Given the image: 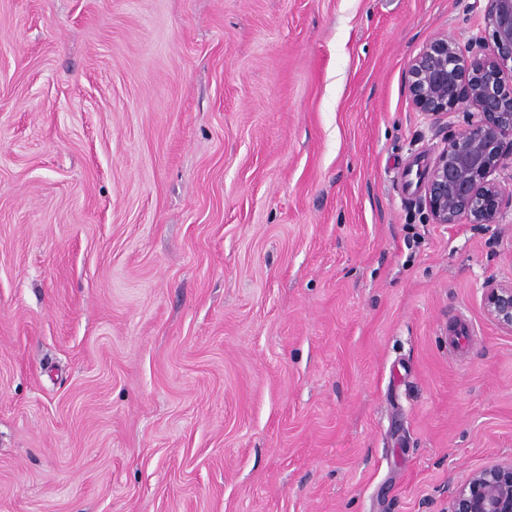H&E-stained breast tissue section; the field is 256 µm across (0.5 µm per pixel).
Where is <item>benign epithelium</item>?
Returning <instances> with one entry per match:
<instances>
[{
    "label": "benign epithelium",
    "instance_id": "7a95c632",
    "mask_svg": "<svg viewBox=\"0 0 512 512\" xmlns=\"http://www.w3.org/2000/svg\"><path fill=\"white\" fill-rule=\"evenodd\" d=\"M493 45L482 38L463 48L446 36L429 42L411 60L408 87L422 114L438 119L464 105L472 109L467 127L449 137L437 154L422 205L436 224H496L504 199L492 178L512 160V0H474ZM487 315L512 332V283L484 285ZM448 512H512V458L472 472L452 492Z\"/></svg>",
    "mask_w": 512,
    "mask_h": 512
}]
</instances>
